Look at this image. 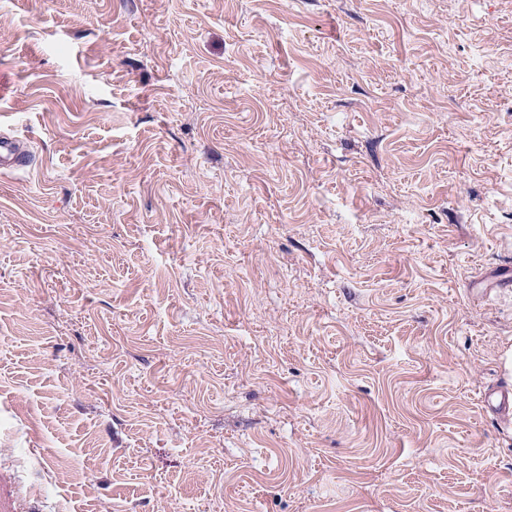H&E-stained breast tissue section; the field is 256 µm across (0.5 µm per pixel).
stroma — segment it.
<instances>
[{"instance_id":"1","label":"stroma","mask_w":512,"mask_h":512,"mask_svg":"<svg viewBox=\"0 0 512 512\" xmlns=\"http://www.w3.org/2000/svg\"><path fill=\"white\" fill-rule=\"evenodd\" d=\"M0 493L512 512V0H0ZM27 149L16 134H0V172L13 173L26 165Z\"/></svg>"}]
</instances>
